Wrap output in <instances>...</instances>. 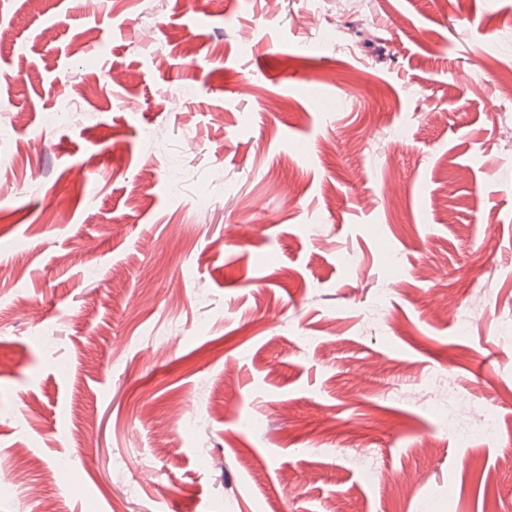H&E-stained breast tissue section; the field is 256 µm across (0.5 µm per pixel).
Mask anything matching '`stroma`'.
<instances>
[{"label": "stroma", "mask_w": 512, "mask_h": 512, "mask_svg": "<svg viewBox=\"0 0 512 512\" xmlns=\"http://www.w3.org/2000/svg\"><path fill=\"white\" fill-rule=\"evenodd\" d=\"M0 29V512H512V0ZM433 375L495 439L416 400ZM464 405L470 415L469 423L461 426L457 416L452 413L448 415V430L457 432L463 441L496 437L499 432L498 420L494 416L481 412L472 401L466 400Z\"/></svg>", "instance_id": "1"}]
</instances>
